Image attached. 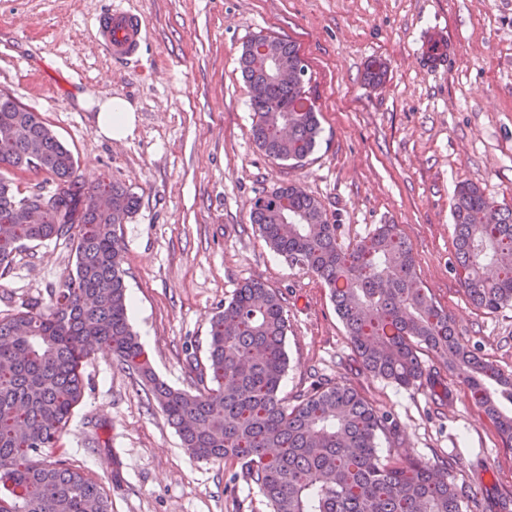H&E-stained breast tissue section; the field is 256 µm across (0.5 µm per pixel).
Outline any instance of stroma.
I'll return each instance as SVG.
<instances>
[{
	"label": "stroma",
	"instance_id": "obj_1",
	"mask_svg": "<svg viewBox=\"0 0 512 512\" xmlns=\"http://www.w3.org/2000/svg\"><path fill=\"white\" fill-rule=\"evenodd\" d=\"M107 0H0V91L39 113L89 183L132 189L135 213L117 225L129 322L156 375L195 391L212 317L251 279L283 299L286 401L343 382L397 425L381 455L430 464L479 512H512V450L467 386L426 349L436 374L401 388L364 370L326 284L266 244L251 222L256 196L293 183L317 199L354 248L381 224L398 225L421 288L451 316L461 341L512 377V304L472 305L455 261L459 182L512 205V0H125L144 22L138 63L97 48L93 19ZM443 28L448 57L429 67L424 35ZM264 33L294 42L322 128L304 166L267 157L251 135L241 48ZM386 62L368 83L366 64ZM119 96L136 109L122 141L99 136L85 96ZM75 267L71 242H33L0 275V316ZM85 393L59 443L99 483L111 512H270L231 462L189 455L149 401L140 378L97 352L82 367Z\"/></svg>",
	"mask_w": 512,
	"mask_h": 512
}]
</instances>
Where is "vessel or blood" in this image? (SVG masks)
I'll use <instances>...</instances> for the list:
<instances>
[{"instance_id":"vessel-or-blood-1","label":"vessel or blood","mask_w":512,"mask_h":512,"mask_svg":"<svg viewBox=\"0 0 512 512\" xmlns=\"http://www.w3.org/2000/svg\"><path fill=\"white\" fill-rule=\"evenodd\" d=\"M96 40L101 50L113 60L138 61L146 32L139 15L127 9L124 0H113L108 8L94 18Z\"/></svg>"}]
</instances>
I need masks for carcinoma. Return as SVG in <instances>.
Instances as JSON below:
<instances>
[{"label":"carcinoma","mask_w":512,"mask_h":512,"mask_svg":"<svg viewBox=\"0 0 512 512\" xmlns=\"http://www.w3.org/2000/svg\"><path fill=\"white\" fill-rule=\"evenodd\" d=\"M253 36L239 57L254 112L251 132L270 158L305 162L321 127L306 91L265 82L271 53L290 67V41ZM387 66L366 64L380 82ZM278 111L271 112L269 108ZM0 119L14 134L0 139V167L37 170L49 187L24 196L0 177V270L27 243L68 238L75 270L36 302L0 317V512H110L103 488L67 460L47 457L81 400V368L97 348L142 381L196 459L231 460L266 499L270 512H477L475 500L448 480V464L379 455V438L396 424L352 387L311 389L294 405L280 398L288 324L279 295L245 281L210 324L207 365L194 393L159 380L128 320L123 253L116 234L138 206L117 184L90 186L76 176L72 152L33 111L0 93ZM109 195L120 214L97 210ZM252 223L278 254L321 278L362 367L401 386L434 379L424 347L468 387L473 401L512 447V378L464 345L448 313L416 281L412 248L396 224H381L350 251L336 241L322 205L295 184L254 199ZM453 219L460 282L476 307L512 303V207L474 184L455 188Z\"/></svg>","instance_id":"obj_1"}]
</instances>
